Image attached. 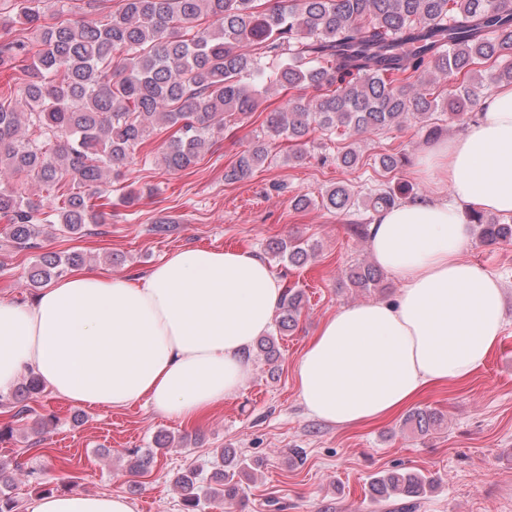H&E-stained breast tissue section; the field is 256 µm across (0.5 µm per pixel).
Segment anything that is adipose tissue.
Wrapping results in <instances>:
<instances>
[{
  "label": "adipose tissue",
  "mask_w": 512,
  "mask_h": 512,
  "mask_svg": "<svg viewBox=\"0 0 512 512\" xmlns=\"http://www.w3.org/2000/svg\"><path fill=\"white\" fill-rule=\"evenodd\" d=\"M437 193L375 213L368 246L400 288L395 300L342 306L296 365L298 396L324 422L386 418L426 387L464 380L501 342L499 280L465 260V212L512 215V85H501L453 138L416 160ZM283 288L244 250L182 249L129 278L78 271L32 304L0 300V395L26 372L78 405L139 402L184 421L242 385L244 354L266 335ZM25 512H135L120 494L38 495Z\"/></svg>",
  "instance_id": "obj_1"
}]
</instances>
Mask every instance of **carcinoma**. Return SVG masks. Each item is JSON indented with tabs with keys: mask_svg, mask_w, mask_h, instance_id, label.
Instances as JSON below:
<instances>
[{
	"mask_svg": "<svg viewBox=\"0 0 512 512\" xmlns=\"http://www.w3.org/2000/svg\"><path fill=\"white\" fill-rule=\"evenodd\" d=\"M43 0H17L15 16L32 31L37 48L21 39L0 42V67L24 76L17 88L0 86V220L19 250L40 248L44 225L80 234L104 224L100 200L120 192L132 204L139 192L124 184V169L155 130L172 134L160 146L164 169L177 174L195 166L224 130V115H249L273 96L264 136L224 170L238 182L268 160L271 142L294 143L286 158L300 164L318 132L343 130L354 137L337 158L355 166L356 137L407 122L428 132L436 112L463 119L490 95L512 84V0H121L103 21L60 13L46 19ZM448 88L431 92L439 80ZM317 92L313 98L307 90ZM29 180L38 195L22 191ZM410 189L380 185L361 197L345 184L319 193L336 212L363 208L376 213ZM486 245L512 241V223L496 215L467 214ZM273 257L302 265L308 251L299 240L279 242ZM82 257L42 254L29 279L40 287L63 275ZM347 280L364 291L381 287L375 264L350 267ZM304 293L284 290L271 333L256 344L265 361L277 359V337L298 324ZM44 385L31 373L14 393L15 415L32 412L29 400ZM432 409H417L405 424L424 435L442 424ZM224 470L210 495L241 500L243 484L260 462L221 450ZM182 512H198L197 473L175 478ZM378 502L407 499L400 512H414L427 479L399 468L371 479Z\"/></svg>",
	"mask_w": 512,
	"mask_h": 512,
	"instance_id": "1",
	"label": "carcinoma"
}]
</instances>
